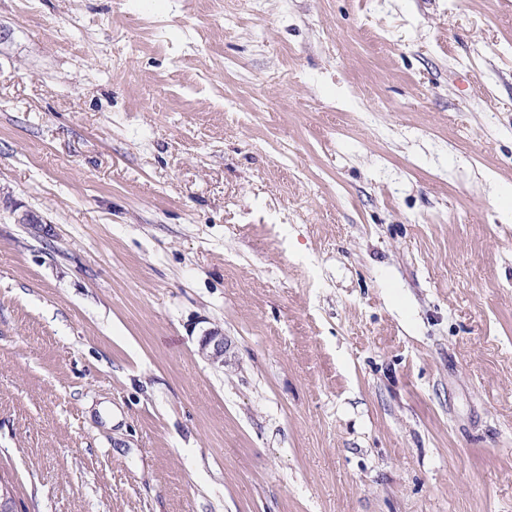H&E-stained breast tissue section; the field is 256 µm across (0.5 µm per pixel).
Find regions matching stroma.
Wrapping results in <instances>:
<instances>
[{"label":"stroma","instance_id":"stroma-1","mask_svg":"<svg viewBox=\"0 0 512 512\" xmlns=\"http://www.w3.org/2000/svg\"><path fill=\"white\" fill-rule=\"evenodd\" d=\"M510 197L512 0H0L19 512H512ZM227 341L224 332L218 328L204 331L199 341L200 353L213 365L224 366L227 351Z\"/></svg>","mask_w":512,"mask_h":512}]
</instances>
